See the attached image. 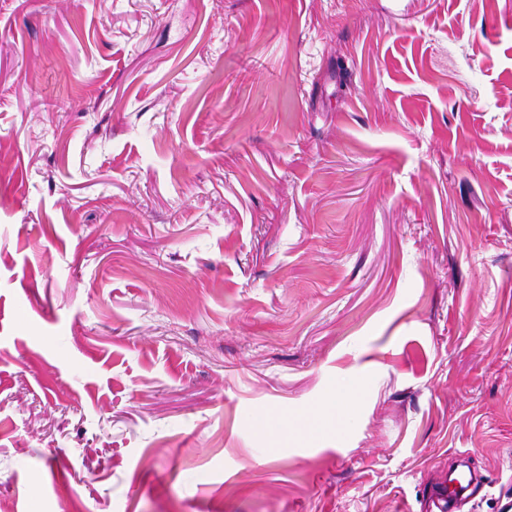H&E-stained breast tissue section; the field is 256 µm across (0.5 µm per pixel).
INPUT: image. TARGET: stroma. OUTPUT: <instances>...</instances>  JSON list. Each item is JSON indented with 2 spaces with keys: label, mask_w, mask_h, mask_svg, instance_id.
Here are the masks:
<instances>
[{
  "label": "stroma",
  "mask_w": 512,
  "mask_h": 512,
  "mask_svg": "<svg viewBox=\"0 0 512 512\" xmlns=\"http://www.w3.org/2000/svg\"><path fill=\"white\" fill-rule=\"evenodd\" d=\"M454 468L512 502V0H0V512Z\"/></svg>",
  "instance_id": "obj_1"
}]
</instances>
